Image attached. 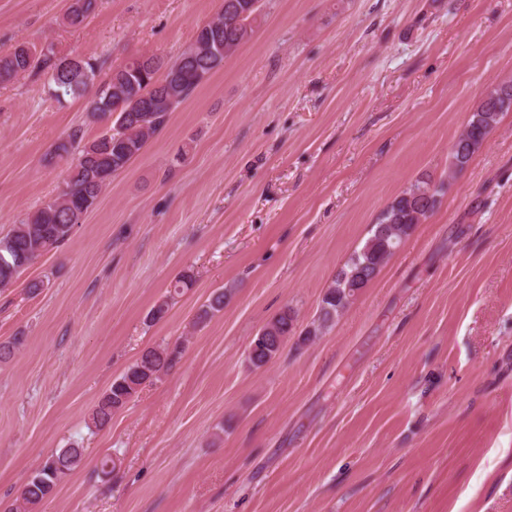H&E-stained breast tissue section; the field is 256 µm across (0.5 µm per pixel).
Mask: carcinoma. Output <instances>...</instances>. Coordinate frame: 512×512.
<instances>
[{"instance_id": "carcinoma-1", "label": "carcinoma", "mask_w": 512, "mask_h": 512, "mask_svg": "<svg viewBox=\"0 0 512 512\" xmlns=\"http://www.w3.org/2000/svg\"><path fill=\"white\" fill-rule=\"evenodd\" d=\"M97 0H72L65 19L81 25L95 10ZM234 11L223 9L198 28L184 63L164 62L141 54L99 79L101 64L86 56L60 55L51 44L40 48L22 41L0 56V83L31 73L42 74L58 101L88 99V111L104 122L103 132L83 142L74 131L57 141L50 158L67 165L65 186L0 237V290L14 285L22 267L59 249L75 225L96 204L112 176L125 169L148 141L167 123L171 112L185 102L208 76L221 69L224 58L247 43L260 16L259 0H236ZM512 109V80L492 84L471 112L450 151L448 175L463 169L487 142L499 116ZM443 186L429 178L415 180L380 213L363 246L355 250L335 275L322 297L319 314L306 335L315 336L333 326L354 297L380 272L417 224L435 210ZM229 291L213 292L199 309L201 324L224 310ZM295 312L286 307L271 318L250 342L249 363L260 368L273 360L295 328ZM182 354L180 347L148 349L139 360L112 381L94 407L91 426L103 428L124 409L139 388L160 378ZM83 449L68 447L47 457L22 485L17 501L4 512L33 508L54 493L60 480L82 461Z\"/></svg>"}]
</instances>
